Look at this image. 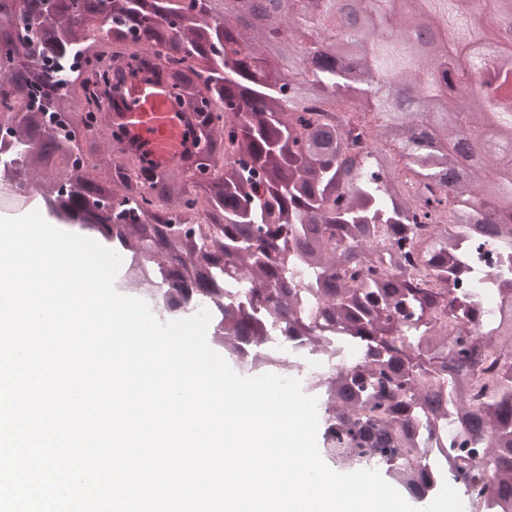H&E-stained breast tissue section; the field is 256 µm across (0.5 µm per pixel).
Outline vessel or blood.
Segmentation results:
<instances>
[{"label": "vessel or blood", "mask_w": 512, "mask_h": 512, "mask_svg": "<svg viewBox=\"0 0 512 512\" xmlns=\"http://www.w3.org/2000/svg\"><path fill=\"white\" fill-rule=\"evenodd\" d=\"M136 82L135 90L121 87L113 93L109 119L122 128L125 153L161 173L195 150L188 118L153 71H138Z\"/></svg>", "instance_id": "1"}]
</instances>
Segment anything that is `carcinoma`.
I'll list each match as a JSON object with an SVG mask.
<instances>
[{
	"label": "carcinoma",
	"instance_id": "carcinoma-1",
	"mask_svg": "<svg viewBox=\"0 0 512 512\" xmlns=\"http://www.w3.org/2000/svg\"><path fill=\"white\" fill-rule=\"evenodd\" d=\"M73 2L74 12L52 14L38 0H23L19 13L0 0V127L15 155L31 161L36 192L56 217L128 255L145 283L159 275L165 285L201 266L204 296L243 272L247 300L228 295L221 309L224 351L237 359L261 341L266 320L289 341L346 337L364 362L322 384L324 456L350 467L375 454L420 500L439 490L443 477L426 459L444 448L448 471L487 512H512V361L487 351L512 340V275L495 279L491 317L455 299L470 274L468 241L484 233L477 188L487 165L501 171L493 192L504 204L487 239L512 263V49L484 23L512 13V0H485L483 15L462 0L409 9L403 0H352L362 20L354 34L323 0H277L285 11L270 22L242 17L235 4L216 10L213 0ZM97 10L112 15L105 32ZM19 25L28 56L16 68L10 30ZM431 26L445 34L422 54L412 29ZM313 38L331 63L307 65ZM489 52L502 67L459 108L452 91L481 77ZM107 58L160 70L192 118L196 150L183 164L157 175L122 157L118 130L104 138L105 101L123 74ZM338 100L377 109L381 137L414 176L415 203L389 158L363 146L364 130L327 109ZM466 122L494 125L499 136L493 148L475 145L487 164L452 187L457 158L448 145ZM108 187L124 205L110 237L99 209L111 202ZM442 205L454 229L422 239L420 225ZM420 262L433 280L420 278ZM438 311L483 322L489 342L440 334L430 322ZM449 420L451 441L442 435Z\"/></svg>",
	"mask_w": 512,
	"mask_h": 512
}]
</instances>
